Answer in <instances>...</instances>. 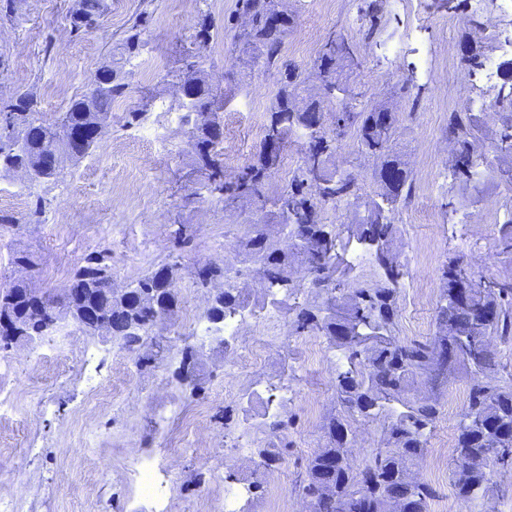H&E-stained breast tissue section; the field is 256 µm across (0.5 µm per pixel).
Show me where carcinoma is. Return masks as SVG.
<instances>
[{"label": "carcinoma", "mask_w": 512, "mask_h": 512, "mask_svg": "<svg viewBox=\"0 0 512 512\" xmlns=\"http://www.w3.org/2000/svg\"><path fill=\"white\" fill-rule=\"evenodd\" d=\"M271 0H237V14L250 17L249 30L235 34L259 62L270 64L281 51L290 34L293 21L286 15L281 26L268 25ZM324 53H332L349 66L354 62L347 39L339 36L327 42ZM187 95L196 112H185V124L198 132L207 116L202 109L213 102L224 103V98L214 94L205 79L198 74L195 64L187 65L183 79ZM125 84L116 83L105 91L90 88L89 92L70 103L61 120L79 125L96 113L108 116L115 97L121 95ZM333 98L331 85H309L299 74H290L278 88L270 106L266 135L276 131L284 140L300 131L302 115L295 111L297 101L317 108L325 99ZM18 112L11 115L8 107L0 104V168L9 170L15 162L31 167L54 156L79 159L93 146H72L58 139L52 125H45L44 133L25 141L19 154L6 150L10 143L18 141L20 123L33 118L36 101L32 94L22 92L17 96ZM497 104L509 109L507 124L501 138L512 140V84L505 93L498 94ZM336 126L355 127L363 152L374 154L385 150L384 164L399 165L401 161L390 154L395 132L380 129L375 112H351L342 108L336 113ZM480 125L475 115L461 112L456 115L455 133L459 144L456 174L463 182L475 180L472 171V155L475 152ZM336 150V137L327 136L324 151L307 152L303 167L293 184L273 199V208L288 207L292 213L291 233L305 243L304 263L309 266L320 284L329 282L336 272V229L320 221L316 203L306 192V181L316 174L322 182L326 201L342 199L352 194L354 179L336 177L331 164ZM198 172L211 187L235 200L259 198L262 188L280 164V155L267 153V144L257 154L256 160L241 170L234 178L224 179V168L218 164L216 154H197ZM508 166L512 172V144L498 147L490 167ZM347 232L376 247L375 256L383 270L385 282L375 288H358L347 300L349 312L344 320L352 336L343 344L347 352L348 368L336 377V388L345 412L375 418L384 413L389 419L383 447L373 450L371 457L359 468L340 463L331 466L325 462L329 454H340L343 444L336 428L349 426L343 415L328 418L326 430L329 445L317 451L306 464V476L297 491L315 501L314 512H391L390 501L401 506V512H428L429 503L435 496L434 488L421 479L410 480L411 467L423 459L428 451V436L435 427L439 415L437 403L409 396L412 382L420 379L436 387L441 384L440 373L452 375L464 367L470 375L467 402L460 414L457 435L452 450L450 479L459 499L477 501L485 498L494 468L512 467V439H495L484 433L479 425L484 417H493L512 425V386L504 387L495 377L493 352L482 348L480 336L498 335L512 338V285L488 284L473 281L457 262H450L443 272L446 288L443 289L437 322L440 326H452L453 340L437 336L431 341H401L392 336L396 325V288L400 276L397 263L390 255L389 242L395 233V225L388 221L383 211L371 208L370 214L358 224L347 226ZM266 238L263 224H253L245 244L248 255L261 263V272L268 289L288 290V268L293 259L287 255L282 260H269L256 251L258 243ZM110 256L103 252L87 255L84 265L71 276L73 292L65 304L43 305L38 308L27 297L25 285L15 283L0 290V306L9 310L13 320L27 325V335L44 336L43 328L59 318L63 309L76 304L82 295L92 290L100 297L107 295L110 287ZM137 288L122 302L112 303V336L120 345L132 352L151 353L152 324L160 311L174 315L179 298L176 281L158 284L154 272L148 271L136 280ZM493 305L498 308L495 321L477 324V309ZM241 308L240 295L234 288L223 289L222 298L216 302V310L237 311ZM320 305L304 306L296 314V328L301 332H322L329 340L336 322L324 314ZM398 403L403 410L396 411ZM286 425L277 420L271 424L276 440L256 449L259 465L273 467L280 460V449L288 447L283 432Z\"/></svg>", "instance_id": "obj_1"}]
</instances>
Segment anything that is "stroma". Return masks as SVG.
I'll return each instance as SVG.
<instances>
[{
  "instance_id": "stroma-1",
  "label": "stroma",
  "mask_w": 512,
  "mask_h": 512,
  "mask_svg": "<svg viewBox=\"0 0 512 512\" xmlns=\"http://www.w3.org/2000/svg\"><path fill=\"white\" fill-rule=\"evenodd\" d=\"M96 29L71 30L75 0H0V97L34 95L41 119L54 122L84 95L96 71L112 65L126 88L108 117L104 139L51 179L30 182L0 171V289L23 277L61 296L73 271L94 251L112 256L116 287L149 269L177 264L179 307L155 328L165 350L150 366L117 342L102 340L74 323L27 347L0 352V389L19 394L0 412V497L14 512H154L137 499L127 461L151 458L164 489L166 512H195L197 504L226 488L240 490L238 512H272L273 490L293 492L298 473L328 436L324 424L341 412L336 375L343 349L320 333L300 332L299 307L344 298L353 289L381 284L375 249L344 234L377 199L382 160L361 152L355 133L336 144L333 165L355 179L354 193L320 203L321 221L335 225L337 249L347 264L333 291L318 288L295 268L289 290L270 293L241 242L255 202H224L200 191L191 129L181 121L178 87L189 61H197L215 91L225 93L218 118L224 127L218 160L225 176L249 165L263 143L272 99L288 72L313 75L330 36L347 37L358 57L352 80L356 111L386 102L396 113L392 152L407 180L389 219L396 227L390 250L400 268L394 336L423 340L436 335L444 267L460 259L475 281L512 279V255L503 252L500 225L512 222V182L491 174L480 195L455 174L451 117L480 118L479 151H492L504 122L493 102L503 76L487 79L465 64L472 50L497 65L512 61V0H491L471 14L470 0H396L382 4L378 29L365 37L369 0H288L294 26L269 65L243 62L230 21L237 0H105ZM207 17L210 38L199 42L197 22ZM142 24V44L127 55L123 42ZM164 66L145 74V63ZM143 113L134 123L131 113ZM308 151L305 138L289 139L273 173L268 196L288 189ZM187 225L191 242L173 238ZM27 256L25 267L15 259ZM216 261L238 272L244 307L232 318L238 333L223 343H200L190 324L208 329V293L197 287L195 267ZM266 341L262 364L242 360L250 338ZM203 349L198 386L173 375L184 346ZM107 380L104 399L90 386ZM435 395L440 415L417 463L418 478L437 496L430 512H481L464 503L448 474L455 426L466 402L468 379L457 371L447 383L416 385ZM284 420L288 446L271 469L257 464L254 448L273 437L270 422ZM386 418L351 420L352 465L364 463L384 438Z\"/></svg>"
}]
</instances>
